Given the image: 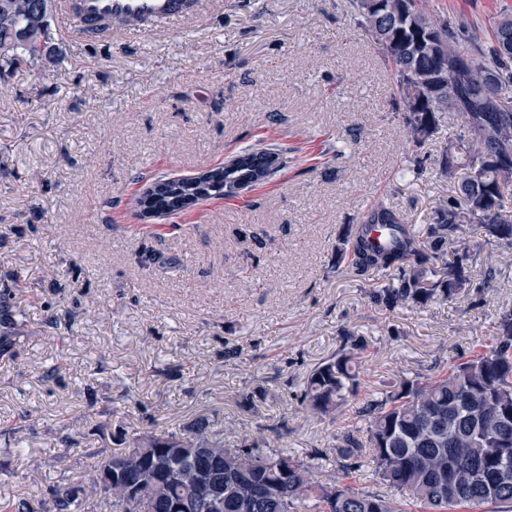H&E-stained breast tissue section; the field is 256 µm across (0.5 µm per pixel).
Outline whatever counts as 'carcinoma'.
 Instances as JSON below:
<instances>
[{"label": "carcinoma", "mask_w": 512, "mask_h": 512, "mask_svg": "<svg viewBox=\"0 0 512 512\" xmlns=\"http://www.w3.org/2000/svg\"><path fill=\"white\" fill-rule=\"evenodd\" d=\"M359 26L386 63L393 100L403 112L407 134L421 147L437 125V115L456 113L465 134L448 142L438 171L459 179L458 193L439 203L433 223L421 231L401 222L385 202L374 200L337 249V264L355 275L397 272L396 281L370 288L377 308L422 310L434 300H453L471 283L481 243L464 235L477 224L484 242L512 255V13L495 22L484 47L465 34V26L434 14L430 0H381L371 12L368 0H354ZM52 0H0V75L55 52L50 19ZM274 151H246L234 162L209 170L199 183L157 178L162 187L150 209L179 208L175 199L211 193L223 198L224 187L253 183L279 171ZM368 224L388 227L389 241L369 239ZM454 246L447 251L448 246ZM363 339L344 338L341 353L316 366L303 391L302 404L312 414L339 408L346 392L358 387L356 359ZM361 413L366 427L358 437L342 435L346 463L331 483L312 478L311 465L284 452L263 454L251 448H226L221 433H206L197 421L180 434L136 438L134 448L96 465L76 482L102 489L110 512L134 489L145 512H169L173 498L196 488L192 469L211 468L205 455H218L224 481L223 512H512V311L494 324L493 344L461 357L424 382L403 383L380 398H369ZM369 458L377 477L399 497L359 490L349 484ZM136 457L155 467L160 482H143L138 468L125 467ZM117 474L104 487L105 470ZM57 512H87L86 502L70 488L54 493Z\"/></svg>", "instance_id": "carcinoma-1"}]
</instances>
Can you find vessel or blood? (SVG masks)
I'll list each match as a JSON object with an SVG mask.
<instances>
[{
    "label": "vessel or blood",
    "instance_id": "obj_1",
    "mask_svg": "<svg viewBox=\"0 0 512 512\" xmlns=\"http://www.w3.org/2000/svg\"><path fill=\"white\" fill-rule=\"evenodd\" d=\"M199 4L200 0H63L62 7L66 32L77 40L89 24L152 33L195 16Z\"/></svg>",
    "mask_w": 512,
    "mask_h": 512
}]
</instances>
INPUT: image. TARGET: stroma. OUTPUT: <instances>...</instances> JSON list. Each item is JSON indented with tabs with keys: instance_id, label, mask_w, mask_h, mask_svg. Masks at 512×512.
I'll return each mask as SVG.
<instances>
[{
	"instance_id": "stroma-1",
	"label": "stroma",
	"mask_w": 512,
	"mask_h": 512,
	"mask_svg": "<svg viewBox=\"0 0 512 512\" xmlns=\"http://www.w3.org/2000/svg\"><path fill=\"white\" fill-rule=\"evenodd\" d=\"M488 43L512 0H431ZM0 76V500L52 494L137 434L202 419L230 448L285 450L328 482L364 396L489 344L512 309V263L483 245L467 296L382 311L376 276L336 245L378 197L431 223L457 191L438 172L460 118L407 140L392 80L353 0H205L163 31L71 40ZM277 143L285 166L237 196L143 218L136 199ZM24 289L12 288L13 279ZM364 337L361 385L306 416L314 367ZM112 407L111 419L100 412Z\"/></svg>"
}]
</instances>
